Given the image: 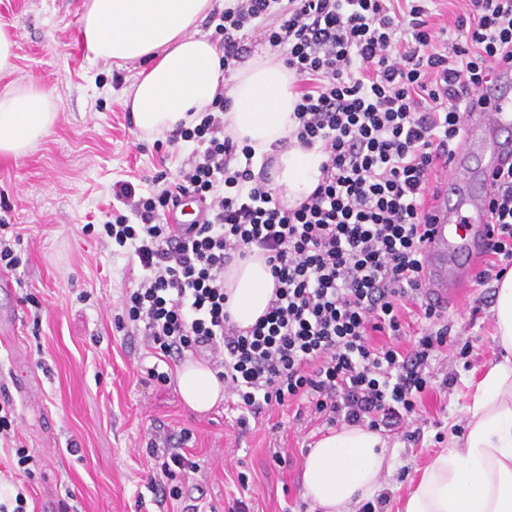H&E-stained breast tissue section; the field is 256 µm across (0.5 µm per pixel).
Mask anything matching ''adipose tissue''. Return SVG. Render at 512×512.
Instances as JSON below:
<instances>
[{"instance_id": "1", "label": "adipose tissue", "mask_w": 512, "mask_h": 512, "mask_svg": "<svg viewBox=\"0 0 512 512\" xmlns=\"http://www.w3.org/2000/svg\"><path fill=\"white\" fill-rule=\"evenodd\" d=\"M213 7L214 0H83L81 40L93 60L142 63L122 98L146 136L198 123L224 94L225 133L251 146L256 157L274 156V184L296 205L317 186L325 155L315 147H280L297 126L295 77L267 51L225 76L222 52L195 35ZM57 99L33 81L1 91L0 156L33 150L57 122ZM224 287L233 321L247 329L266 313L275 281L264 257L255 254L225 268ZM491 312L505 356L477 381L460 435L409 487L402 512H512V272L497 281ZM177 387L196 412L224 399L215 373L190 359L177 371ZM391 465L381 433L358 425L329 430L305 458V495L323 512H355L380 490Z\"/></svg>"}]
</instances>
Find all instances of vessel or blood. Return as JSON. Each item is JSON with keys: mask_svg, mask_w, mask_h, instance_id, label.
<instances>
[{"mask_svg": "<svg viewBox=\"0 0 512 512\" xmlns=\"http://www.w3.org/2000/svg\"><path fill=\"white\" fill-rule=\"evenodd\" d=\"M469 110L463 145L449 156L452 173L426 204L425 297L439 308L464 296L485 258L490 181L512 160V69L497 72Z\"/></svg>", "mask_w": 512, "mask_h": 512, "instance_id": "vessel-or-blood-1", "label": "vessel or blood"}]
</instances>
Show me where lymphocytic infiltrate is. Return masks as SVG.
Wrapping results in <instances>:
<instances>
[{
	"label": "lymphocytic infiltrate",
	"mask_w": 512,
	"mask_h": 512,
	"mask_svg": "<svg viewBox=\"0 0 512 512\" xmlns=\"http://www.w3.org/2000/svg\"><path fill=\"white\" fill-rule=\"evenodd\" d=\"M437 0H234L213 13V38L232 74L261 30L301 81L295 137L326 155L306 199L285 206L272 158L224 134L223 96L177 136L198 159L159 192L115 196L128 214L104 224L141 274L122 313L161 357L192 353L236 396L240 425L310 398L327 423L394 431L416 414L431 361L448 343L424 302L422 201L432 171L457 146L471 97L512 67V0H465L433 27ZM206 208L199 224L165 221L180 196ZM489 259L479 284L512 266V165L493 176ZM261 251L275 279L266 313L247 330L226 309L224 269ZM419 307L429 326L408 352L373 346L399 335Z\"/></svg>",
	"instance_id": "1"
}]
</instances>
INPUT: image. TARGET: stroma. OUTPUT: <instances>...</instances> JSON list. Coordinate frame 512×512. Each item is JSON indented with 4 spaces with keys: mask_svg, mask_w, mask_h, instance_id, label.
I'll list each match as a JSON object with an SVG mask.
<instances>
[{
    "mask_svg": "<svg viewBox=\"0 0 512 512\" xmlns=\"http://www.w3.org/2000/svg\"><path fill=\"white\" fill-rule=\"evenodd\" d=\"M82 0H0V24L15 37V69L0 90L18 81L55 89L59 118L37 149L0 158V219L19 237L24 268L0 269V314L22 364L0 346V391L15 409V434L0 441V476H11L27 512H45L54 494L62 512H229L234 500L249 512H314L303 495L306 454L326 433L308 403L268 411L240 425L233 395L199 414L186 407L175 382L160 384L149 368L175 373L141 334L124 335L115 316L136 272L129 252L113 251L103 225L123 205L114 193L129 181L137 193L151 177L173 180L196 157V145L168 135H142L122 104L140 62L115 68L92 60L79 29ZM492 285H472L463 307L446 316L453 343L422 393L419 440L389 434L395 459L383 475V512H399L400 497L464 423L472 380L501 352L494 339ZM456 375L448 386L444 375ZM33 381L19 393L22 378ZM189 430L184 445L201 469L180 499H159L149 486L153 448ZM33 457L16 469L17 447ZM247 485H240L239 475Z\"/></svg>",
    "mask_w": 512,
    "mask_h": 512,
    "instance_id": "1",
    "label": "stroma"
}]
</instances>
